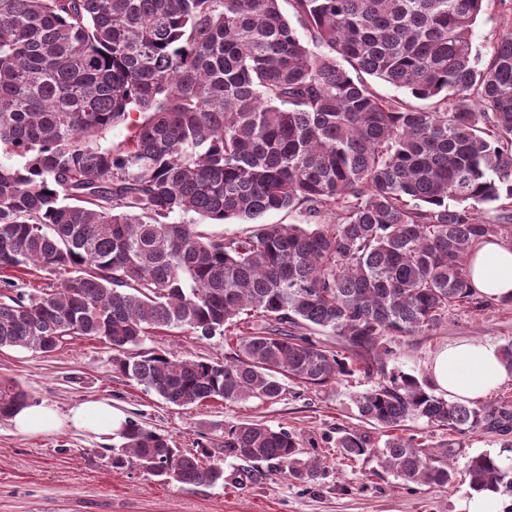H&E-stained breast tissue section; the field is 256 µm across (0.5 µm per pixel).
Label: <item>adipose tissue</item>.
Masks as SVG:
<instances>
[{"label":"adipose tissue","mask_w":512,"mask_h":512,"mask_svg":"<svg viewBox=\"0 0 512 512\" xmlns=\"http://www.w3.org/2000/svg\"><path fill=\"white\" fill-rule=\"evenodd\" d=\"M470 279L475 292L491 301L512 298V247L489 239L476 244L469 259ZM433 389L464 403H477L501 385L512 382L497 344L489 341L455 340L440 346L426 363ZM18 432L38 433L69 426L104 436L123 430L111 404L83 402L59 416L47 404L31 405L13 416Z\"/></svg>","instance_id":"1"}]
</instances>
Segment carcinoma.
Returning <instances> with one entry per match:
<instances>
[{
	"label": "carcinoma",
	"instance_id": "cac0c4a2",
	"mask_svg": "<svg viewBox=\"0 0 512 512\" xmlns=\"http://www.w3.org/2000/svg\"><path fill=\"white\" fill-rule=\"evenodd\" d=\"M0 0V270L34 267L45 287L0 279V348L42 353L96 337L115 371L167 403L280 401L286 382L360 373L359 417L424 420L459 435H512V408L450 402L388 369L397 337L430 334L462 304L488 306L468 273L489 237L512 245V30L488 59L473 28L489 0ZM375 78L429 106L384 98ZM130 135L100 139L132 113ZM300 224L249 237L199 230L272 210ZM237 333L224 361L145 350L174 329ZM328 330L334 351L308 331ZM0 383V418L29 405ZM112 465L133 458L188 488L224 483L207 449L183 451L137 423ZM336 447L376 454L405 483L455 480L456 442L426 447L358 431ZM224 455L300 483L326 466L298 435L245 422ZM475 492L512 498V465L469 458Z\"/></svg>",
	"mask_w": 512,
	"mask_h": 512
}]
</instances>
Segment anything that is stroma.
I'll use <instances>...</instances> for the list:
<instances>
[{
  "label": "stroma",
  "mask_w": 512,
  "mask_h": 512,
  "mask_svg": "<svg viewBox=\"0 0 512 512\" xmlns=\"http://www.w3.org/2000/svg\"><path fill=\"white\" fill-rule=\"evenodd\" d=\"M457 339L512 342V304L475 311L458 307L430 335L409 336L397 345L396 367L425 379V363L442 344ZM235 344L229 336L201 339L187 332L146 338L145 348L178 357L223 360ZM22 386L33 403L52 405L66 414L74 404L111 401L120 419L169 435L178 448L208 449L224 469V484L184 489L147 475L135 461L112 465V438L61 427L19 434L0 420V512H457L470 495L464 467L470 456L503 446L495 433L460 436L453 485L439 488L404 484L376 456L344 457L336 440L356 430L383 446L384 429L362 422L353 402L368 388L361 375L319 388L288 384L282 400L239 403L209 401L179 408L115 371L112 351L101 340L80 337L45 355L0 349V382ZM259 421L297 434L307 455L325 461L326 477L313 485L288 480L225 456L224 432L241 422Z\"/></svg>",
  "instance_id": "1"
}]
</instances>
